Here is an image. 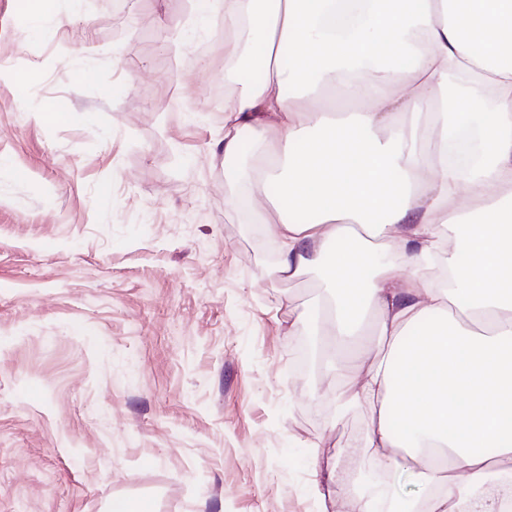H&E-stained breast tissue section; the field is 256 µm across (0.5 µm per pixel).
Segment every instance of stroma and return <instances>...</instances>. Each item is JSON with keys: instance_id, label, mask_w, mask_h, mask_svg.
I'll list each match as a JSON object with an SVG mask.
<instances>
[{"instance_id": "stroma-1", "label": "stroma", "mask_w": 512, "mask_h": 512, "mask_svg": "<svg viewBox=\"0 0 512 512\" xmlns=\"http://www.w3.org/2000/svg\"><path fill=\"white\" fill-rule=\"evenodd\" d=\"M111 2L24 34L0 0V512H317L311 468L357 484L372 419L295 371L314 276L274 279L225 205L224 35Z\"/></svg>"}]
</instances>
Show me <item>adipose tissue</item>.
I'll return each mask as SVG.
<instances>
[{"mask_svg": "<svg viewBox=\"0 0 512 512\" xmlns=\"http://www.w3.org/2000/svg\"><path fill=\"white\" fill-rule=\"evenodd\" d=\"M224 176L278 244L274 273L316 271L331 310L314 336L376 344L338 416L420 493L387 512H512V0H224ZM261 55L266 76L245 82ZM470 93L448 100L449 73ZM494 107L467 170L459 117ZM322 512H375L335 468L313 469Z\"/></svg>", "mask_w": 512, "mask_h": 512, "instance_id": "adipose-tissue-1", "label": "adipose tissue"}]
</instances>
